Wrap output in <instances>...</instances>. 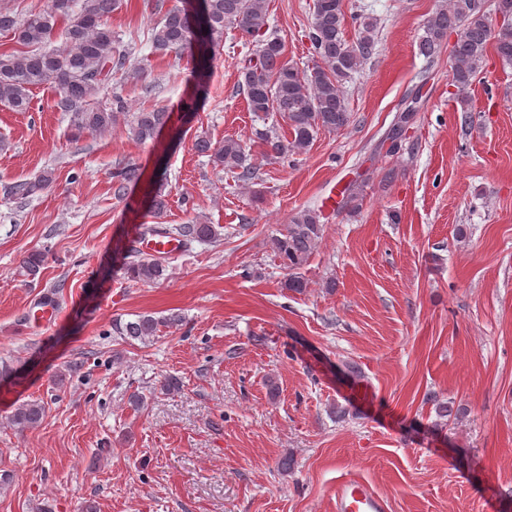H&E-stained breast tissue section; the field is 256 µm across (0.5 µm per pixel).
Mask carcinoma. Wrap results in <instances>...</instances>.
<instances>
[{
	"instance_id": "obj_1",
	"label": "carcinoma",
	"mask_w": 512,
	"mask_h": 512,
	"mask_svg": "<svg viewBox=\"0 0 512 512\" xmlns=\"http://www.w3.org/2000/svg\"><path fill=\"white\" fill-rule=\"evenodd\" d=\"M120 0H48L46 6L20 19L0 12V31L13 34L20 49L0 53V103L15 112L30 109L33 89L55 83L60 90L58 111L70 115L72 136L100 133L112 128L127 110L119 95L112 101L100 100V93L112 74L122 71L137 79L140 71L129 64V56L112 34L108 18ZM494 14L500 22L492 25L479 0H449L427 21L418 49L433 59L443 50L448 34L452 44V82L465 92L481 67L488 48L502 62L512 64V0H494ZM355 40L345 38L344 0H313L308 38L319 62L301 71L285 59V43L268 32L266 0H196L183 8L165 11L151 30L154 51L177 50L188 53L193 61L192 80L195 99L208 90L210 69L224 30L233 29L252 45V58L242 71V88L249 111L266 120L278 116L287 125L289 137L281 139L276 127L255 130L257 139L280 156L307 150L321 131H337L350 121L344 85L373 54L377 39L376 19L353 17ZM62 29L65 47L52 48V35ZM171 113L164 108H143L133 113L128 131L133 140L154 141L169 124ZM196 150L210 157L214 167L240 171L249 180L256 173L255 163L246 152L242 139L229 136L219 142L199 139ZM53 172L45 170L32 180L11 187V193L27 198L53 183ZM324 218L318 207L296 213L290 224L270 239L273 253L280 259L288 278L284 288L302 293L308 279L300 272L316 248L323 231ZM184 247L217 237L213 225L198 220L180 228ZM166 262L146 258L126 265L134 280L154 283L165 278ZM181 321L180 316L155 318L143 314L133 321L112 323L113 331L131 339L154 336L159 327ZM44 405H23L10 416L12 425L25 429L38 424Z\"/></svg>"
}]
</instances>
